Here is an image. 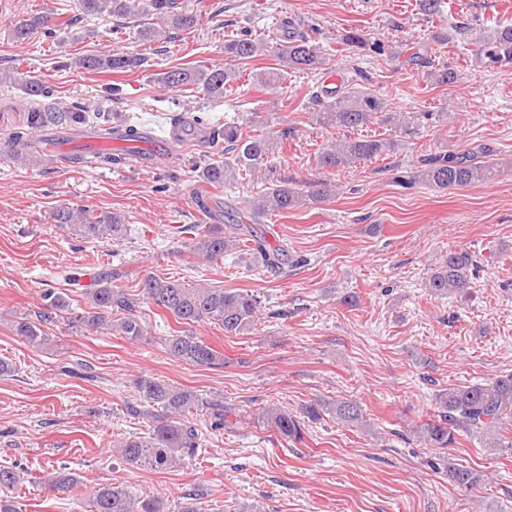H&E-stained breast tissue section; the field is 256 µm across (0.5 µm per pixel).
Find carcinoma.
<instances>
[{
  "mask_svg": "<svg viewBox=\"0 0 512 512\" xmlns=\"http://www.w3.org/2000/svg\"><path fill=\"white\" fill-rule=\"evenodd\" d=\"M80 10L86 15H109L126 19L136 14L157 15L165 27L173 30H190L197 26L199 16L190 11H169L170 0H78ZM42 30L55 32L48 16L35 15L20 22L15 28L17 38L25 40ZM345 44L362 50L381 51L383 46L370 42L364 34L349 31L343 36ZM484 58L493 65L512 64V26L498 27L481 37ZM261 43L247 36L224 42V54L232 62L243 63L255 57ZM272 52L290 70L316 71L323 67L325 58L315 40L302 30L289 25L282 27L280 38L271 46ZM145 58L139 52H120L109 55L82 56L75 60L79 68L90 71H132L143 67ZM238 71L224 65L214 68H175L157 75V81L167 87L191 85L207 98L224 97V89L237 79ZM27 93L36 99L37 107L32 114L28 129L10 133V139L24 143L31 130L49 125L76 124L84 119V107L75 102L60 108L46 102L50 90L37 80L23 82ZM332 101L321 102L316 121L329 127L355 129L372 122L384 112L385 103L376 95L355 88L331 92ZM292 134L282 128L270 134L243 136L241 129L226 123L212 128L211 140L224 142V158H213L202 167L199 177L212 187L232 184L245 171L250 174L262 170L265 159L274 153L277 145ZM389 139L349 138L336 142L318 156V164L327 169H346L358 162L388 155L395 150ZM503 162L486 157H459L452 154L427 156L419 160V166L408 176L406 184L422 183L440 191L461 189L483 184L494 179ZM303 202L302 192L277 180L265 188L262 194L241 201L239 215L252 224H260L265 218L293 209ZM53 220L68 227L78 238L114 242L124 235L125 225L119 216L110 212L94 214L86 209L72 210L61 207L53 214ZM236 236L224 235L217 224L203 231L189 226L186 232L193 235L189 252L209 261L216 260L241 247L247 248L265 268L280 272L288 264V250L282 245H270L265 239L252 234L244 224H239ZM474 266L473 256L466 250L448 253L430 276L427 287L431 293L444 295L448 292L466 293L469 288L468 272ZM112 272L102 273L85 289L89 310L76 316L80 322L93 328L114 329L132 342L145 336L144 328L134 318V312L145 301L171 314L177 323L192 325L214 321L224 327L227 335H238L255 324L261 308L260 299L249 293L227 290L203 284H190L184 280L147 275L140 281V293L130 294L114 283ZM41 322L71 313V298L65 292L47 290L42 295ZM17 335L33 346L47 341L40 326L21 319L14 324ZM165 351L177 362L195 366L218 368L224 366V357L204 340L190 333L171 335L165 339ZM141 400L165 413V420L151 427L144 436L130 437L116 445L123 461L135 469L167 470L175 467L185 457H194L201 448V436L196 423L188 418L194 411L209 410L215 418L214 427L224 426V405L208 400L200 394L171 385L149 375L133 380ZM436 410L432 418L413 428L420 441L430 448H448L456 442V435L466 433L485 438L487 445L502 453H512V439L499 433L501 421L512 413V374L497 376L486 383L450 387L436 397ZM328 412L346 424L363 422L359 403L338 399L328 403H313L305 413L311 420H318ZM258 421L274 430L288 442L303 439L304 422L293 413L278 406L265 407ZM448 476L457 484L473 487L483 481L479 471L463 466L448 467ZM79 484L76 473L60 470L48 484L55 494H69ZM94 512H166V504L159 497H136L120 484L109 483L95 488L92 493Z\"/></svg>",
  "mask_w": 512,
  "mask_h": 512,
  "instance_id": "obj_1",
  "label": "carcinoma"
}]
</instances>
